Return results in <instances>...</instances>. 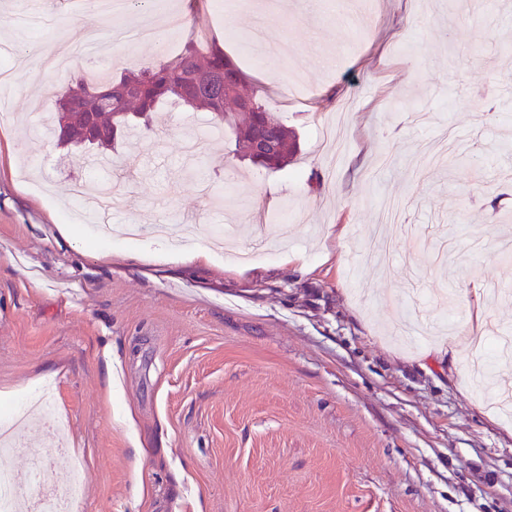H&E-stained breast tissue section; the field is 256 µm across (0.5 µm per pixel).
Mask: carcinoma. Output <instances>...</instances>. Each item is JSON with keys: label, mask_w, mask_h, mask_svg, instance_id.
<instances>
[{"label": "carcinoma", "mask_w": 512, "mask_h": 512, "mask_svg": "<svg viewBox=\"0 0 512 512\" xmlns=\"http://www.w3.org/2000/svg\"><path fill=\"white\" fill-rule=\"evenodd\" d=\"M71 83L84 89V95L71 87L54 96L52 111L69 112V124L57 126L62 146L90 144L95 151L82 154L79 161L107 156L118 139L136 128L135 118H146L165 102L213 114L215 124L228 127L235 135V147L252 164L274 171L291 162L298 147L296 135L278 113L257 101L243 69L219 48L200 55L187 43L177 57L126 74L114 83H90L77 75ZM258 138L275 144V152L264 160L253 158L250 148Z\"/></svg>", "instance_id": "obj_1"}]
</instances>
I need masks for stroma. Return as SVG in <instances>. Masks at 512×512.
<instances>
[{"label":"stroma","instance_id":"35a3bbf8","mask_svg":"<svg viewBox=\"0 0 512 512\" xmlns=\"http://www.w3.org/2000/svg\"><path fill=\"white\" fill-rule=\"evenodd\" d=\"M300 149L276 172L162 107L102 170L113 239L57 226L87 176L37 135L34 44L0 0V420L51 385L73 512H512V417L468 334H512V0H172ZM208 262L163 261L168 228Z\"/></svg>","mask_w":512,"mask_h":512}]
</instances>
